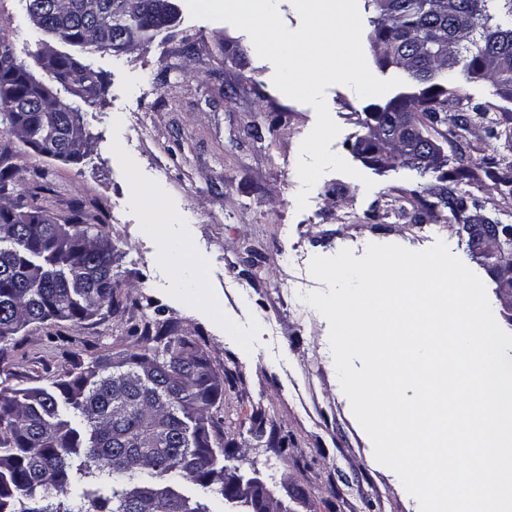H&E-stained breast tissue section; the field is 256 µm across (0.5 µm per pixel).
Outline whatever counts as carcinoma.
Wrapping results in <instances>:
<instances>
[{"mask_svg": "<svg viewBox=\"0 0 512 512\" xmlns=\"http://www.w3.org/2000/svg\"><path fill=\"white\" fill-rule=\"evenodd\" d=\"M36 31L71 48L56 74L81 56L118 55L123 44H146L168 29L177 10L158 17V0H25ZM373 36L407 54L404 76L420 93L419 125L452 122L461 102L453 82L512 86V0H366ZM0 43V124L32 145L50 142L58 159H83L75 144L89 137L81 113L47 94L30 71L16 73ZM406 103L393 98L377 121L389 123ZM14 193L9 164H0V198ZM439 203L457 213L462 197ZM109 234L84 223L76 209L63 221L40 209L0 205V363L23 328L49 320L75 326L115 302L121 288ZM153 346L98 358L44 387H0V512H214L228 496L217 476L224 449L213 446L209 411L222 389L190 337L166 330ZM181 479L202 491L191 501Z\"/></svg>", "mask_w": 512, "mask_h": 512, "instance_id": "1", "label": "carcinoma"}]
</instances>
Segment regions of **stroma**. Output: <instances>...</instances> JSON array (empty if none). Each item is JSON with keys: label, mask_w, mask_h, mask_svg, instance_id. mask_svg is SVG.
<instances>
[{"label": "stroma", "mask_w": 512, "mask_h": 512, "mask_svg": "<svg viewBox=\"0 0 512 512\" xmlns=\"http://www.w3.org/2000/svg\"><path fill=\"white\" fill-rule=\"evenodd\" d=\"M176 2L175 26L149 44L85 56L105 80L96 104L54 87L58 101L83 115V160L43 157L0 128L14 201L63 220L81 209L85 223L104 225L121 256L111 309L76 327L27 326L0 375L16 388L49 389L93 358L144 348L146 339L128 336L129 322L154 332L175 326L222 383L211 434L228 469L257 475L288 512H420L399 476L376 461L340 386L329 323L304 300L328 289L310 263L345 248L359 258L373 243L421 252L444 242L483 281L498 325L512 334V312L469 249L462 216L435 204L452 188L481 215L512 225V191L490 176L512 161V102L489 82L458 76L468 130L431 129L448 164L424 173L377 168L356 155L366 107L387 95L327 87L340 128L329 149L357 174L324 173L301 210L297 163L314 108L275 87L273 64L247 33ZM39 38L25 0H0V39L46 83L49 74L34 62Z\"/></svg>", "instance_id": "35a3bbf8"}]
</instances>
